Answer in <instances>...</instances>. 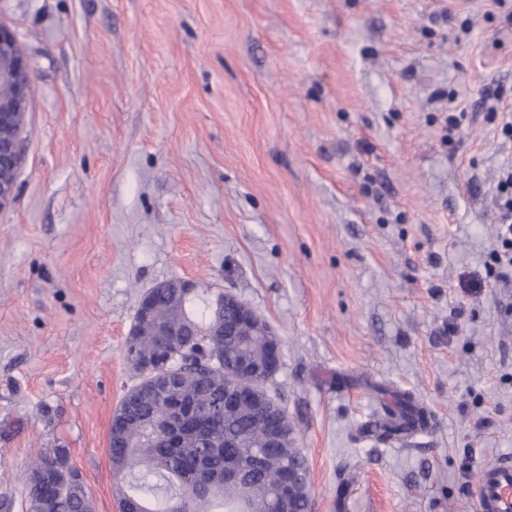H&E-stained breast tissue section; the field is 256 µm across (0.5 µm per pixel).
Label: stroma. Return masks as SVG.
I'll use <instances>...</instances> for the list:
<instances>
[{"label":"stroma","instance_id":"1","mask_svg":"<svg viewBox=\"0 0 512 512\" xmlns=\"http://www.w3.org/2000/svg\"><path fill=\"white\" fill-rule=\"evenodd\" d=\"M0 21L34 66L0 212V512L58 450L118 512L126 339L173 278L279 338L311 512H474L512 458V282L486 276L512 0H0ZM373 382L428 428L361 437Z\"/></svg>","mask_w":512,"mask_h":512}]
</instances>
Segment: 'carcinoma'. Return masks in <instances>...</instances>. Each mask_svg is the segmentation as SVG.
Listing matches in <instances>:
<instances>
[{
	"mask_svg": "<svg viewBox=\"0 0 512 512\" xmlns=\"http://www.w3.org/2000/svg\"><path fill=\"white\" fill-rule=\"evenodd\" d=\"M179 289L153 288L150 302L162 321L188 314L199 331L208 328L214 314L210 289L206 288L187 306L178 301ZM237 336H131L125 358L132 351L142 355L172 354L185 367V381L164 394H142L128 406V424L110 430L112 473L118 501L134 502L138 512H308L311 506L309 467L296 447V431L288 424L281 448L262 447V422L286 416L285 409L271 399L261 405L247 400L236 402L222 417L210 415L201 405L216 390L224 389V371L232 370L240 359ZM392 401L380 402L381 413L374 432L391 440L426 424V412L409 392L378 388ZM198 405V414L189 423V437L183 447L171 448L154 436L155 419L170 402ZM245 459L251 468L229 495L224 490L195 487V473L203 460L218 471ZM29 492L30 512H87L90 502L84 482L67 466L63 455H42L24 476Z\"/></svg>",
	"mask_w": 512,
	"mask_h": 512,
	"instance_id": "1",
	"label": "carcinoma"
}]
</instances>
